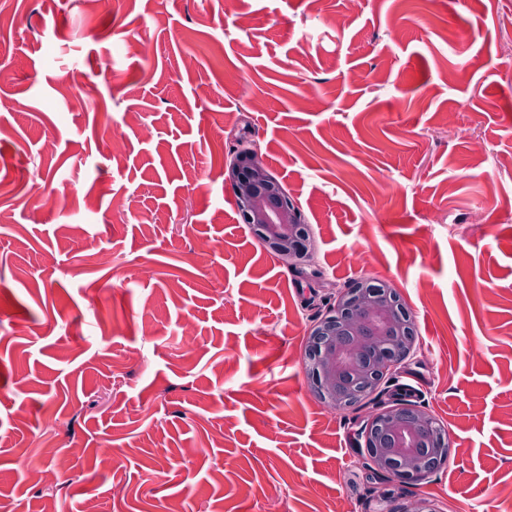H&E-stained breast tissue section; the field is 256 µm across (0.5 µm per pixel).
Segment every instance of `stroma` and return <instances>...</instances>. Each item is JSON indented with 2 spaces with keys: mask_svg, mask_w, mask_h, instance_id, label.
I'll list each match as a JSON object with an SVG mask.
<instances>
[{
  "mask_svg": "<svg viewBox=\"0 0 512 512\" xmlns=\"http://www.w3.org/2000/svg\"><path fill=\"white\" fill-rule=\"evenodd\" d=\"M509 19L512 0H0V497L512 512ZM253 145L301 212L307 262L237 209L224 161ZM365 278L399 292L416 349L335 410L306 341ZM399 399L450 443L417 481L361 452ZM51 417L54 452L30 457ZM64 456L60 489L32 478Z\"/></svg>",
  "mask_w": 512,
  "mask_h": 512,
  "instance_id": "obj_1",
  "label": "stroma"
}]
</instances>
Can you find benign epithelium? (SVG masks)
I'll return each instance as SVG.
<instances>
[{"instance_id": "benign-epithelium-1", "label": "benign epithelium", "mask_w": 512, "mask_h": 512, "mask_svg": "<svg viewBox=\"0 0 512 512\" xmlns=\"http://www.w3.org/2000/svg\"><path fill=\"white\" fill-rule=\"evenodd\" d=\"M229 180L245 223L281 259L310 258L301 216L270 174L258 149L238 152ZM409 312L389 285L364 279L338 293L332 314L317 322L306 356L312 384L330 407L344 409L371 395L414 349ZM372 470L400 479L423 478L448 459L449 443L434 418L414 404L397 403L365 426Z\"/></svg>"}]
</instances>
